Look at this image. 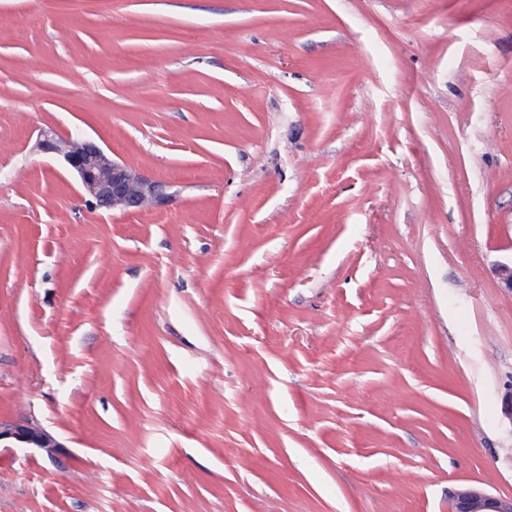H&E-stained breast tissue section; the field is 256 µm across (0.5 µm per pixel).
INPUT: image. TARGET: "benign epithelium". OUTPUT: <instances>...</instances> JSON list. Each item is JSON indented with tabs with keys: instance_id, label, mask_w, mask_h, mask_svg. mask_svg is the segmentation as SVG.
<instances>
[{
	"instance_id": "obj_1",
	"label": "benign epithelium",
	"mask_w": 512,
	"mask_h": 512,
	"mask_svg": "<svg viewBox=\"0 0 512 512\" xmlns=\"http://www.w3.org/2000/svg\"><path fill=\"white\" fill-rule=\"evenodd\" d=\"M39 148L43 152L64 154L66 162L80 180L83 197L96 208L133 214L158 207L168 199L166 182L113 159L94 142L86 141L74 146L48 138L39 143ZM4 440L33 445L49 454L61 447L49 432L26 425L0 424V442ZM451 512H512V498L495 497L475 488H463L453 496Z\"/></svg>"
}]
</instances>
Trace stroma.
<instances>
[{
	"label": "stroma",
	"mask_w": 512,
	"mask_h": 512,
	"mask_svg": "<svg viewBox=\"0 0 512 512\" xmlns=\"http://www.w3.org/2000/svg\"><path fill=\"white\" fill-rule=\"evenodd\" d=\"M0 512L512 496V0H0ZM169 185L94 210L44 137ZM14 440L24 445H33L54 454L61 444L53 435L43 429H34L26 425H2L0 423V442Z\"/></svg>",
	"instance_id": "obj_1"
}]
</instances>
